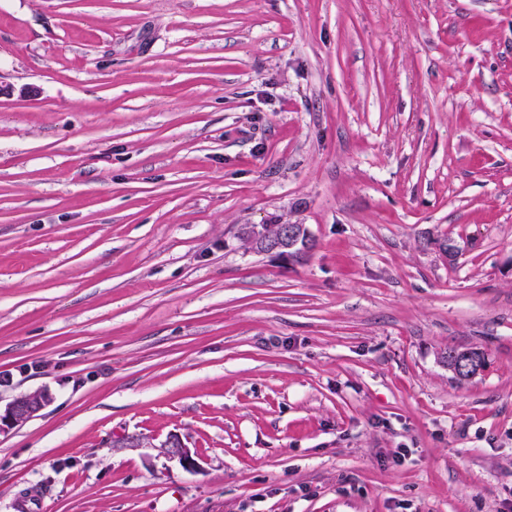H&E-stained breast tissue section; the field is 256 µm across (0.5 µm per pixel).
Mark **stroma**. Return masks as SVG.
<instances>
[{"instance_id": "obj_1", "label": "stroma", "mask_w": 512, "mask_h": 512, "mask_svg": "<svg viewBox=\"0 0 512 512\" xmlns=\"http://www.w3.org/2000/svg\"><path fill=\"white\" fill-rule=\"evenodd\" d=\"M37 392L0 512H512V0H0ZM241 237L254 251L287 262L315 248V239L303 224H247L241 229ZM469 354L470 361L476 367L472 373H465L472 370V364L466 357L460 356L456 353L448 354V359L452 363V366L448 364V367L454 369L456 372H463L465 374L456 373L460 377H468L474 374L477 369L482 368L485 363L484 354L481 351L472 349L465 350ZM165 448L168 456L171 459H177L182 468L193 470L198 467L195 453H192L178 435H170L166 440Z\"/></svg>"}]
</instances>
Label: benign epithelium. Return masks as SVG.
Listing matches in <instances>:
<instances>
[{
    "label": "benign epithelium",
    "instance_id": "obj_1",
    "mask_svg": "<svg viewBox=\"0 0 512 512\" xmlns=\"http://www.w3.org/2000/svg\"><path fill=\"white\" fill-rule=\"evenodd\" d=\"M241 237L254 251L287 262L306 256L315 248V239L303 224H247L241 229ZM48 402L45 393L15 397L0 410V434L36 416ZM165 448L168 456L178 460L182 468L193 470L198 467L194 453L179 436L170 435Z\"/></svg>",
    "mask_w": 512,
    "mask_h": 512
}]
</instances>
